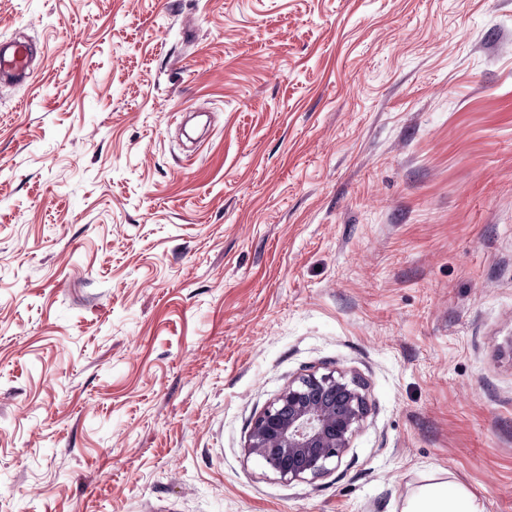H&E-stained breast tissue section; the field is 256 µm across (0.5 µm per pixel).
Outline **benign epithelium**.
Instances as JSON below:
<instances>
[{
	"label": "benign epithelium",
	"mask_w": 512,
	"mask_h": 512,
	"mask_svg": "<svg viewBox=\"0 0 512 512\" xmlns=\"http://www.w3.org/2000/svg\"><path fill=\"white\" fill-rule=\"evenodd\" d=\"M368 412L360 381L342 371L302 374L253 419L246 455L288 482L328 475Z\"/></svg>",
	"instance_id": "benign-epithelium-1"
}]
</instances>
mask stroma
Listing matches in <instances>:
<instances>
[{
	"label": "stroma",
	"instance_id": "1",
	"mask_svg": "<svg viewBox=\"0 0 512 512\" xmlns=\"http://www.w3.org/2000/svg\"><path fill=\"white\" fill-rule=\"evenodd\" d=\"M0 512H512V0H0ZM370 410L328 476L250 425ZM33 48L27 43H4L0 47V80H22L28 74ZM368 412L364 385L355 378L337 370L302 374L253 419L246 455L288 482L328 475ZM403 512H483L481 504L460 489H448V483L425 487L409 499Z\"/></svg>",
	"mask_w": 512,
	"mask_h": 512
}]
</instances>
